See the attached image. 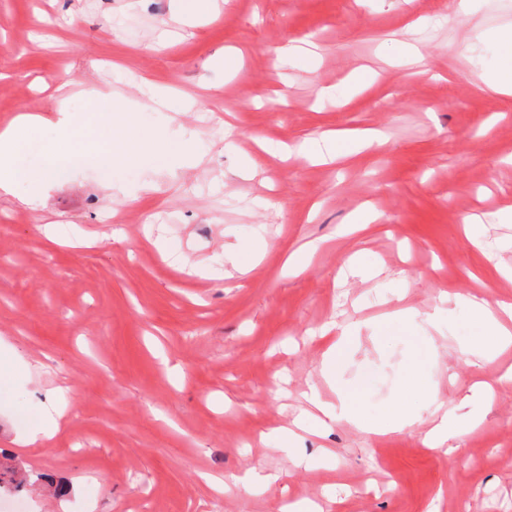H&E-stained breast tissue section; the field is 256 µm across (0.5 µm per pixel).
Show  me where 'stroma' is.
<instances>
[{
  "label": "stroma",
  "instance_id": "1",
  "mask_svg": "<svg viewBox=\"0 0 512 512\" xmlns=\"http://www.w3.org/2000/svg\"><path fill=\"white\" fill-rule=\"evenodd\" d=\"M421 17L427 26H417ZM475 35L456 0H221L194 26L174 21L171 0H0V128L22 111L54 118L59 80L83 125L119 66L194 99L185 112L141 118L192 133L204 152L193 166L109 183L81 164L33 207L0 197V340L24 363L0 381V463L28 477L21 491L0 492V505L278 512L309 498L324 512H512V387L499 389L453 458L409 434L370 436L344 421L303 434L306 454L332 453L314 470L260 440L290 425L310 388L337 403L321 374L325 323L365 322L343 378L372 374L357 405L380 416L405 395L416 339L373 335L371 322L403 307L432 311L443 291L512 303L502 274L512 249L498 246L512 226L463 232L465 217L512 206V96L486 89L466 59ZM307 40L320 64L285 86L275 51ZM400 41L420 45L423 67L390 64L383 49ZM227 48L243 54L230 78L210 65ZM362 66L379 74L363 93L319 98ZM228 120L259 164L253 179L240 178L237 154L224 150ZM372 128L386 131L384 144L323 166L255 144ZM256 196L275 208L252 210ZM367 202L379 222L353 227ZM46 224L58 238L45 236ZM248 236L263 241L257 267L211 279L153 244L174 240L205 266ZM312 243L310 265L289 274V254ZM358 251L379 275L345 273ZM436 341L422 381L449 410L512 365V349L492 363L467 354L460 325ZM33 407L60 412L59 430L23 448L11 420ZM251 467L280 479L251 493L233 484Z\"/></svg>",
  "mask_w": 512,
  "mask_h": 512
}]
</instances>
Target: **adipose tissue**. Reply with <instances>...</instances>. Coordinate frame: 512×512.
Here are the masks:
<instances>
[{"label": "adipose tissue", "instance_id": "1", "mask_svg": "<svg viewBox=\"0 0 512 512\" xmlns=\"http://www.w3.org/2000/svg\"><path fill=\"white\" fill-rule=\"evenodd\" d=\"M485 0H459L460 12L468 17H478ZM479 19V17H478ZM479 32L469 46V61L479 68L480 78L492 91L512 96V22L491 23L479 19ZM94 106L101 118L95 139L86 141L85 151H92L96 165L104 180H111L114 173L165 168L182 162L192 164L196 153L192 141L184 131L165 125L149 126L142 122L138 112L127 105L123 94L112 92L98 94ZM52 126L55 132L52 151L44 153L39 161H32L23 153L31 130L37 126ZM72 117L66 108H59L55 123L23 114L0 131V196L16 195L18 187H26V204H33L42 190L61 181L70 163L80 161L85 151H77L71 127ZM377 130L329 132L308 140L298 147L284 142L262 141V149L274 156L294 157L316 165L324 164L361 152L381 141ZM441 309L417 321L415 313L407 310L393 312L386 320L372 327L374 335L383 336L393 330L406 328L419 330L420 326L438 328L447 318L445 302L456 306L476 327L478 334L469 340L472 353L485 361H492L501 351L512 346V331L503 326L489 309L486 300L464 295L442 293ZM359 338L358 328L342 329L338 339L324 355L322 373L333 382L339 393L338 405L321 402L318 394H310L309 401L322 415L331 420L344 419L368 434L384 435L390 432L414 430L419 422L412 407L401 402L383 420L364 416L355 406L356 397L365 387L364 381L344 383V359L350 346ZM512 385V367L499 373L494 383H480L473 389V397L480 402L478 411L460 416L456 412L444 413L434 428L420 435V443L428 448L442 447L448 440L458 439L477 428L494 403V386Z\"/></svg>", "mask_w": 512, "mask_h": 512}]
</instances>
